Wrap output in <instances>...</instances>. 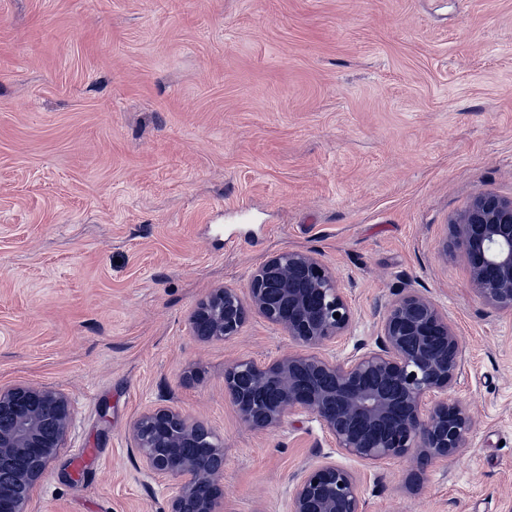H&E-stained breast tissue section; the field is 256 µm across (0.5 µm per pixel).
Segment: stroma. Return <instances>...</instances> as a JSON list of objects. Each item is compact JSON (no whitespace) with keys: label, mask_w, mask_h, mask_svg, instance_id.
Listing matches in <instances>:
<instances>
[{"label":"stroma","mask_w":512,"mask_h":512,"mask_svg":"<svg viewBox=\"0 0 512 512\" xmlns=\"http://www.w3.org/2000/svg\"><path fill=\"white\" fill-rule=\"evenodd\" d=\"M482 191L512 199V0H0V386L74 407L33 512H165L131 439L163 404L223 438L224 512H286L334 444L306 414L251 431L224 370L291 342L188 324L286 250L346 290L328 354L374 344L402 288L459 338L467 449L344 459L366 512H512V310L453 231Z\"/></svg>","instance_id":"stroma-1"}]
</instances>
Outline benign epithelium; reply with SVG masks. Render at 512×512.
Instances as JSON below:
<instances>
[{
    "label": "benign epithelium",
    "instance_id": "1",
    "mask_svg": "<svg viewBox=\"0 0 512 512\" xmlns=\"http://www.w3.org/2000/svg\"><path fill=\"white\" fill-rule=\"evenodd\" d=\"M455 232L472 289L488 306L512 310V200L476 194ZM252 313L299 349L225 368L224 393L250 430L275 428L293 413L313 415L339 454L367 464L404 457L444 462L467 448L474 419L450 398L461 366L459 339L429 296L403 289L383 314L373 347L359 343L343 356L302 352L339 343L354 311L318 258L283 251L252 273L247 295L224 286L198 301L191 333L224 340L238 335ZM72 417L71 400L51 387H0V512H30L35 487L65 448ZM131 435L144 470L171 481L167 512H221L222 438L168 405L142 414ZM289 512H365L355 474L333 461L305 467Z\"/></svg>",
    "mask_w": 512,
    "mask_h": 512
}]
</instances>
